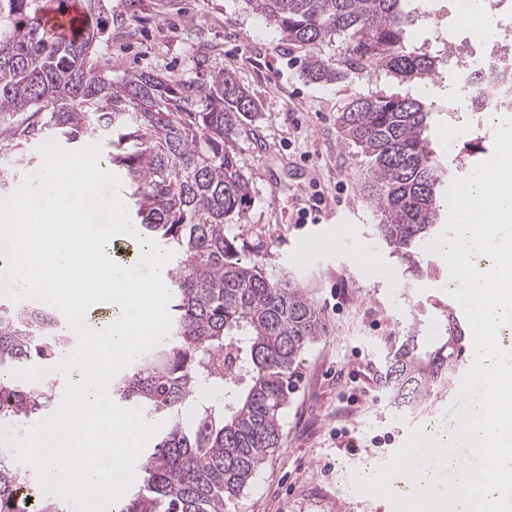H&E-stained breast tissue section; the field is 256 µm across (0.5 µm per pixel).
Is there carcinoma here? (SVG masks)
Wrapping results in <instances>:
<instances>
[{
    "instance_id": "1",
    "label": "carcinoma",
    "mask_w": 512,
    "mask_h": 512,
    "mask_svg": "<svg viewBox=\"0 0 512 512\" xmlns=\"http://www.w3.org/2000/svg\"><path fill=\"white\" fill-rule=\"evenodd\" d=\"M409 0H246L290 47L305 49L304 78L328 85L372 69L419 87L438 80L440 52L407 47ZM103 28L77 41L45 27L37 0H0V112H30L17 126L5 171L31 167L24 154L50 137L67 145L104 138L101 164L122 175L139 234L174 252L169 268L172 326L166 343L114 378V400L166 422L143 456L140 482L119 512H226L280 447L282 416L305 349L327 335L321 309L298 285L238 248L228 226L244 217L250 185L236 148L258 106L222 71L193 89L152 72L114 78L95 62ZM343 41L336 56L323 47ZM509 103L512 83L490 72L466 77ZM428 97L356 95L336 116L340 141L368 159L364 191L377 231L417 266L443 229L442 192L452 180L430 134ZM443 344L426 351L414 330L388 358L384 383L397 409L423 408L461 357L446 315ZM50 307L0 298V423L32 426L55 407V382L9 375L56 364L69 338ZM224 408L194 405L201 390ZM0 512H66L39 494L37 474L0 448Z\"/></svg>"
}]
</instances>
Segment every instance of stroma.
Returning <instances> with one entry per match:
<instances>
[{"mask_svg":"<svg viewBox=\"0 0 512 512\" xmlns=\"http://www.w3.org/2000/svg\"><path fill=\"white\" fill-rule=\"evenodd\" d=\"M132 1L135 20L105 31L100 67L197 86L225 71L250 91L259 110L237 149L251 199L232 233L247 255L299 283L329 324L299 360L281 447L231 512H392L386 500L353 491L352 471L391 457L410 429L435 421L453 430L447 410L471 358L462 354L423 409L391 403L388 356L410 330L436 336L454 300L439 284L414 280L378 234L363 192L368 162L339 141L336 112L357 94L404 97L415 87L366 72L330 85L307 82L303 52L288 49L244 0ZM462 129L494 147L493 125L474 113H436L434 144L452 170L479 162L449 150V131ZM350 443L357 454L347 451Z\"/></svg>","mask_w":512,"mask_h":512,"instance_id":"obj_1","label":"stroma"}]
</instances>
